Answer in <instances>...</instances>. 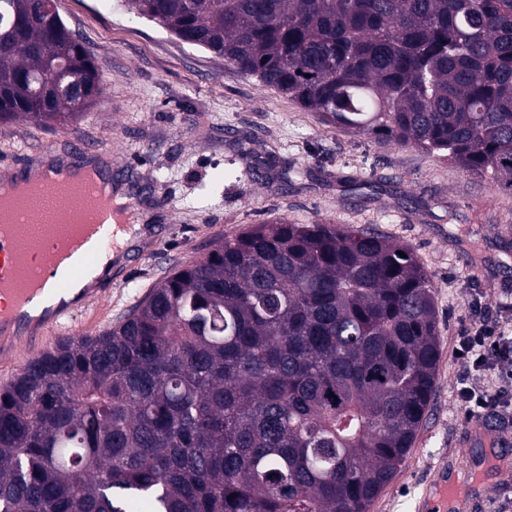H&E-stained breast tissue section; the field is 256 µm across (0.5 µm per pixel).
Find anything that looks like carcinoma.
Returning <instances> with one entry per match:
<instances>
[{
	"label": "carcinoma",
	"instance_id": "1",
	"mask_svg": "<svg viewBox=\"0 0 512 512\" xmlns=\"http://www.w3.org/2000/svg\"><path fill=\"white\" fill-rule=\"evenodd\" d=\"M337 130L512 191V0H126ZM44 0H0V122L67 124L102 66ZM78 79L86 99L51 93ZM414 248L259 224L0 386V512H369L436 387Z\"/></svg>",
	"mask_w": 512,
	"mask_h": 512
}]
</instances>
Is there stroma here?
I'll return each instance as SVG.
<instances>
[{"mask_svg": "<svg viewBox=\"0 0 512 512\" xmlns=\"http://www.w3.org/2000/svg\"><path fill=\"white\" fill-rule=\"evenodd\" d=\"M66 25L102 62L106 93L73 125L0 123V163L23 166L77 134L112 153V188L136 205L128 224L163 229L109 294L89 301L100 333L173 266L223 237L279 218L372 228L411 245L432 277L441 355L431 408L405 462L370 512H427L443 470L472 492L466 512H512V414L489 411L476 432L456 394L464 370L452 340L472 304L512 324V194L437 156L327 125L318 113L136 17L122 0H57ZM488 459L478 477L470 460Z\"/></svg>", "mask_w": 512, "mask_h": 512, "instance_id": "obj_1", "label": "stroma"}]
</instances>
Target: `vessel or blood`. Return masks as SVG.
Listing matches in <instances>:
<instances>
[{"mask_svg": "<svg viewBox=\"0 0 512 512\" xmlns=\"http://www.w3.org/2000/svg\"><path fill=\"white\" fill-rule=\"evenodd\" d=\"M40 168L51 182L68 184L88 175L95 191L67 198L66 214L34 223L27 198L13 179L0 177V195L12 200L14 223L0 224V362L20 368L55 336L78 335L77 317L99 288L76 294V281L97 278L104 256L113 265L133 262L142 244L152 239L147 228L112 221V200L104 192L111 176L92 169L84 159L46 153Z\"/></svg>", "mask_w": 512, "mask_h": 512, "instance_id": "vessel-or-blood-1", "label": "vessel or blood"}]
</instances>
